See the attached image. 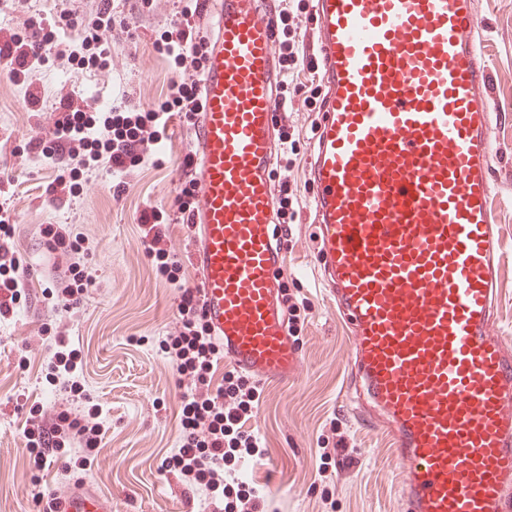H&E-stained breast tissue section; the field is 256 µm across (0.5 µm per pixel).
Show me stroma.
<instances>
[{
  "mask_svg": "<svg viewBox=\"0 0 512 512\" xmlns=\"http://www.w3.org/2000/svg\"><path fill=\"white\" fill-rule=\"evenodd\" d=\"M203 0H112V28L103 40L110 67L87 69L69 59L81 24L96 20L97 0H0V29L23 33L34 16L44 28L76 25L38 71L12 78L16 59L0 64V218L12 227L14 248L31 273V304L0 321V512H45L62 472L112 499V512H203L202 497L188 498L163 465L181 434L182 391L158 339L177 317L178 292L160 278L145 251L146 222L163 214L166 248L194 283L187 252L188 226L174 200L184 187L185 159L193 139L190 122L173 115L159 148L127 175L100 164L78 179L73 197L57 199L52 185L62 170L42 150L54 135L48 113L75 93L93 108L129 101L141 111L159 108L172 81L184 78L173 56L158 44L171 21L191 12L198 41H205ZM280 17L276 58L288 55V29L296 27L305 59L284 85L278 112L281 146L274 179L288 202L282 242L287 254L278 277L295 343L302 355L297 384L288 390L260 385V403L249 421L264 456L248 469L266 492L267 512H401L400 469L385 434L361 421L344 400L351 342L314 273L317 238L310 210L312 138L320 124L323 85L311 62L312 0H272ZM483 24L482 52L498 107L493 120L492 205L501 239L502 273L509 288L498 303V327L512 335V0H474ZM47 224H69L87 237L85 265L94 279L72 308L43 298L58 274L57 256L45 245ZM63 321L79 339L78 370L90 404L101 406L105 432L97 457L54 458L43 470H27L25 421L53 395L45 380L52 346L27 340L32 323Z\"/></svg>",
  "mask_w": 512,
  "mask_h": 512,
  "instance_id": "stroma-1",
  "label": "stroma"
}]
</instances>
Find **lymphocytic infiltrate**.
<instances>
[{
	"label": "lymphocytic infiltrate",
	"instance_id": "obj_1",
	"mask_svg": "<svg viewBox=\"0 0 512 512\" xmlns=\"http://www.w3.org/2000/svg\"><path fill=\"white\" fill-rule=\"evenodd\" d=\"M97 29L83 32L70 51L71 58L95 68L101 65L99 54L101 29L112 26L111 0H99ZM23 25L31 32V41H15L25 70L38 69L56 48V36L45 30L34 17ZM164 45L174 52L178 67L200 71L203 58L190 25L171 22L164 33ZM198 107L196 86L186 80L173 83L166 104L154 112L115 109L100 118L88 112L86 105L67 101L63 111L51 113L49 120L54 140L44 150L52 164L64 166L68 174L56 178L53 191L60 197L73 195L80 173L99 163L112 169L131 172L145 159V154L159 140L172 113L191 115ZM42 234L47 246L68 256L69 275L46 291L54 304L76 305L92 277L79 262L82 237L74 235L69 225H46ZM10 225H0V320L10 319L27 298L20 261L11 243ZM191 289L180 291L179 315L159 342L167 361L183 387L180 410L181 435L166 464L173 468L181 485L204 493L215 502H223L224 512H264L257 486L236 477L229 463L233 459L257 461L262 454L259 438L247 423L252 416L255 387L214 385L220 362L219 348L207 326L195 313ZM32 342H53L56 351L48 366L46 379L60 398L49 408H34L24 428L29 450V467L40 471L50 453L67 448L81 449L85 457L98 454L103 420L96 407L79 408L83 385L76 374L79 351L74 348L65 325H37Z\"/></svg>",
	"mask_w": 512,
	"mask_h": 512
}]
</instances>
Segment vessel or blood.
<instances>
[{
	"mask_svg": "<svg viewBox=\"0 0 512 512\" xmlns=\"http://www.w3.org/2000/svg\"><path fill=\"white\" fill-rule=\"evenodd\" d=\"M189 253L235 371L300 375L282 288L273 54L260 0H204ZM326 85L310 162L318 278L352 344L349 406L401 465L402 512H512V338L489 205L495 102L471 0H314ZM59 512H112L75 481Z\"/></svg>",
	"mask_w": 512,
	"mask_h": 512,
	"instance_id": "b4317fda",
	"label": "vessel or blood"
}]
</instances>
